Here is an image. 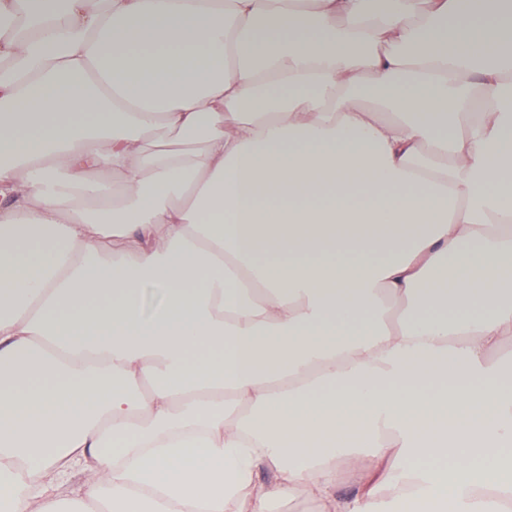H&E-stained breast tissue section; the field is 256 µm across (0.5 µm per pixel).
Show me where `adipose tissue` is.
<instances>
[{
  "label": "adipose tissue",
  "mask_w": 512,
  "mask_h": 512,
  "mask_svg": "<svg viewBox=\"0 0 512 512\" xmlns=\"http://www.w3.org/2000/svg\"><path fill=\"white\" fill-rule=\"evenodd\" d=\"M511 337L506 0H0V512H512Z\"/></svg>",
  "instance_id": "obj_1"
}]
</instances>
